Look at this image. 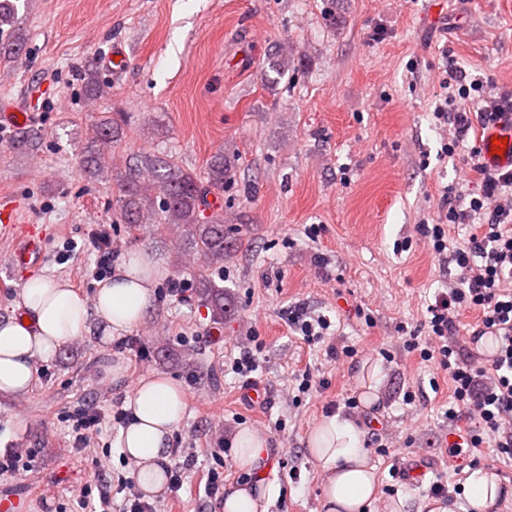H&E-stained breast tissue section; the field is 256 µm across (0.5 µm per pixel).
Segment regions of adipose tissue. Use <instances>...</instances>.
<instances>
[{
	"mask_svg": "<svg viewBox=\"0 0 512 512\" xmlns=\"http://www.w3.org/2000/svg\"><path fill=\"white\" fill-rule=\"evenodd\" d=\"M165 275L153 255L142 251L119 263L89 298L59 278H29L19 292L17 314L0 317V393L29 391L36 362L52 360L67 340L89 331L103 345L123 338L145 317L155 286ZM123 410L126 422L116 445L132 464L139 491L151 498L160 495L167 485L168 444L185 415L184 392L168 376H148L125 396ZM307 445L321 467L325 512H371L377 477L364 447L363 430L331 414L320 418ZM233 448L238 466L253 479L225 493L221 512H268L273 496L264 481L270 459L268 435L240 428ZM511 497L512 488L495 472L480 468L470 472L466 498L472 512H489Z\"/></svg>",
	"mask_w": 512,
	"mask_h": 512,
	"instance_id": "ef3b65f1",
	"label": "adipose tissue"
}]
</instances>
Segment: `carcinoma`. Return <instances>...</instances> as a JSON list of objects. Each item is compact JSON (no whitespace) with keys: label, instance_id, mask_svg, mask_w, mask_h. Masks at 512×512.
Wrapping results in <instances>:
<instances>
[{"label":"carcinoma","instance_id":"carcinoma-1","mask_svg":"<svg viewBox=\"0 0 512 512\" xmlns=\"http://www.w3.org/2000/svg\"><path fill=\"white\" fill-rule=\"evenodd\" d=\"M14 0H0V28L15 23ZM120 128L111 118H98L92 128L83 158L90 175L107 167L106 146L120 140ZM232 179V165L222 155L215 156L208 171L200 176L181 168L165 157L141 153L123 173L116 175L117 214L126 224H168L180 230L183 239L209 264L224 261V215L213 211L208 196ZM206 300L214 319H224V289L208 284Z\"/></svg>","mask_w":512,"mask_h":512}]
</instances>
